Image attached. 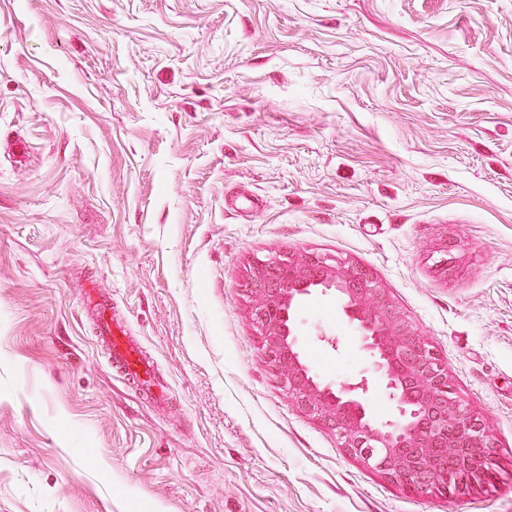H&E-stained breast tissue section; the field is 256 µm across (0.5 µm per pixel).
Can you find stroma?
Instances as JSON below:
<instances>
[{"instance_id": "obj_1", "label": "stroma", "mask_w": 512, "mask_h": 512, "mask_svg": "<svg viewBox=\"0 0 512 512\" xmlns=\"http://www.w3.org/2000/svg\"><path fill=\"white\" fill-rule=\"evenodd\" d=\"M274 254L377 280L491 477L416 489L295 406L246 288ZM293 320L323 384L368 367L334 296ZM0 512H512V0H0ZM84 305L94 312L96 343L108 362L111 365L116 363L141 394L156 401L163 400L168 386L156 381L152 364L143 358L140 346L130 335L127 324L113 319L111 304L100 297L97 288L86 291Z\"/></svg>"}]
</instances>
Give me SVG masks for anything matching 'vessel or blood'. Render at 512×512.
<instances>
[{
    "label": "vessel or blood",
    "mask_w": 512,
    "mask_h": 512,
    "mask_svg": "<svg viewBox=\"0 0 512 512\" xmlns=\"http://www.w3.org/2000/svg\"><path fill=\"white\" fill-rule=\"evenodd\" d=\"M84 304L94 312L96 343L108 362L117 364L141 394L163 400L167 395L166 386L157 382L152 364L143 358L127 324L114 320L111 304L102 299L94 287L87 290Z\"/></svg>",
    "instance_id": "1"
}]
</instances>
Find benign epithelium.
I'll use <instances>...</instances> for the list:
<instances>
[{
    "mask_svg": "<svg viewBox=\"0 0 512 512\" xmlns=\"http://www.w3.org/2000/svg\"><path fill=\"white\" fill-rule=\"evenodd\" d=\"M252 319L265 338L269 363L286 371L293 402L336 433L351 455L422 490L446 487L461 467L458 489L483 482L492 438L448 384V368L415 334L367 272L318 255L275 256L253 267L248 281ZM320 288L341 300L372 359V377L337 387L321 384L297 350L291 314ZM381 382L394 405L386 421L372 418L365 396Z\"/></svg>",
    "mask_w": 512,
    "mask_h": 512,
    "instance_id": "benign-epithelium-1",
    "label": "benign epithelium"
}]
</instances>
